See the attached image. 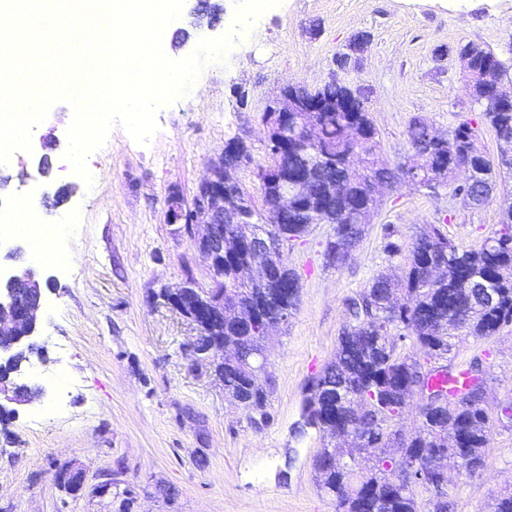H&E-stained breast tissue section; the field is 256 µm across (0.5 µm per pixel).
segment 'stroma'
I'll return each instance as SVG.
<instances>
[{
    "instance_id": "1",
    "label": "stroma",
    "mask_w": 512,
    "mask_h": 512,
    "mask_svg": "<svg viewBox=\"0 0 512 512\" xmlns=\"http://www.w3.org/2000/svg\"><path fill=\"white\" fill-rule=\"evenodd\" d=\"M196 3L185 0V14L164 30L170 58L187 57L203 36L189 28L187 11ZM360 33L369 41L347 79L366 91L388 167L410 154L406 131L416 117L444 135L471 122L482 151L497 156L458 49L478 43L512 63V0H283L225 59L208 63L184 97L159 110L148 143L113 126L87 159L93 184L38 170L40 158L66 151L65 100L34 130L31 151L0 165L8 178L0 200L63 189L62 204L42 210L43 223L82 215L55 243L70 266L20 261L52 283L41 325L49 362L38 369L41 404L20 407L0 426V512H336L315 471L327 439L305 425L302 412L349 321L347 299L378 273L397 272L403 258L388 253V242L408 248L418 227L440 224L457 247L479 246L500 227L498 204L473 209L448 187L395 186L340 266L324 257L333 225H311L287 251L299 301L267 341L273 385L269 419L259 425L225 401L208 365L194 362L197 332L164 298L189 274L196 286L210 283L200 253L167 223L166 210L175 194L192 203L234 136L253 157L236 177L260 199L254 169L268 160L266 105L285 85L322 87L337 51ZM476 356L493 414L512 401V324L489 339H460L451 365L467 367ZM67 465L84 473L73 494L56 482ZM510 489L512 427L497 425L484 468L450 485L448 499L453 512H486L494 495Z\"/></svg>"
}]
</instances>
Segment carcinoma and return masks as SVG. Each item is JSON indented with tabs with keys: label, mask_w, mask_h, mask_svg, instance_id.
<instances>
[{
	"label": "carcinoma",
	"mask_w": 512,
	"mask_h": 512,
	"mask_svg": "<svg viewBox=\"0 0 512 512\" xmlns=\"http://www.w3.org/2000/svg\"><path fill=\"white\" fill-rule=\"evenodd\" d=\"M467 60L470 94L483 119L494 131L500 150L491 160L478 146V132L469 122L459 124L437 155L427 154L434 143L429 125L416 118L407 137L413 151L412 164L393 171L379 157L377 130L365 101L351 99L342 83L325 84L316 95L324 103L314 117L321 138L310 150L291 149L275 165H256V173L269 178L276 170L288 178L325 182L332 180L342 191L336 200L316 192L302 200L288 201V224H264L281 248L302 237L308 222L318 218L326 224L347 228L344 241L362 240L365 227L378 210L380 200L370 195V183L378 175L393 182L433 189L448 186L459 166L476 171L477 181L486 185L506 170L512 172V99L497 102L488 95L490 81L512 76V67L492 50L468 43ZM320 155L334 167L317 174L308 167L310 153ZM419 172L414 179L411 170ZM454 196L466 205L498 202L501 228L477 249L460 250L448 240L438 224H425L413 239L401 275L380 273L356 296L347 300L349 323L339 337L334 360L310 384L304 414L307 424L318 427L331 443L317 461L327 467L319 472L320 488L336 501L337 512H418L413 495L417 471L412 460L422 449L446 448L453 429L485 412L483 395L467 403L457 400L481 380L482 363L470 362L467 385L451 393L432 384L438 374L448 375V355L461 336L490 338L512 324V194L488 199L471 186L453 187ZM254 224H226L224 235L237 240V247L224 254V278L213 292H224V307L241 308L251 320L241 328L228 320L212 326L200 336L203 345L214 337L224 338V350L237 357L212 365L224 385L225 399L255 415L254 424L267 422L268 391L264 380L251 368L248 355L272 330V316L279 307L296 309L298 298L282 295L285 282L298 277L288 270V279L245 280L240 269L254 261L251 235ZM494 278L498 302L487 305L475 294V285ZM411 340V348L399 350L398 342ZM445 365H440V362ZM445 399L440 414L420 411L421 425L413 433L397 427L417 387ZM493 422L486 418L465 442L462 456L482 468ZM458 457L448 452L441 469L430 480L450 484L458 479Z\"/></svg>",
	"instance_id": "1"
}]
</instances>
